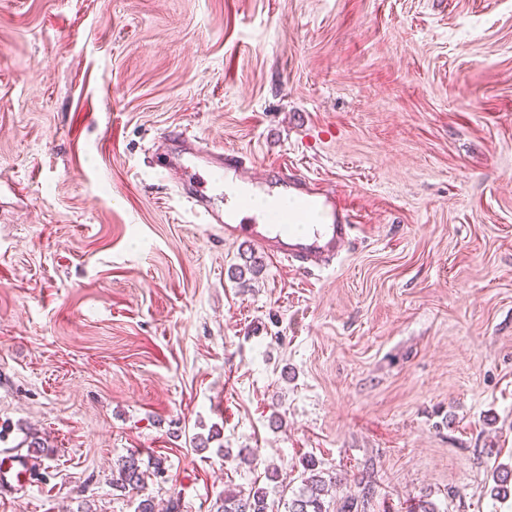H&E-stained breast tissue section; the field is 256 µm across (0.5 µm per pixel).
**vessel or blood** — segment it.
<instances>
[{"label": "vessel or blood", "instance_id": "1", "mask_svg": "<svg viewBox=\"0 0 512 512\" xmlns=\"http://www.w3.org/2000/svg\"><path fill=\"white\" fill-rule=\"evenodd\" d=\"M177 138L178 152L159 159L157 166L166 174L187 175L184 197L204 223L223 228L225 240L252 244L275 263L311 271L329 268L355 239L358 225L316 179L283 174L274 182V205L253 217L247 203L233 194L250 156L209 147L186 129Z\"/></svg>", "mask_w": 512, "mask_h": 512}]
</instances>
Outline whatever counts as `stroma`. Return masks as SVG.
<instances>
[{"label":"stroma","instance_id":"obj_1","mask_svg":"<svg viewBox=\"0 0 512 512\" xmlns=\"http://www.w3.org/2000/svg\"><path fill=\"white\" fill-rule=\"evenodd\" d=\"M179 128L356 240L241 283L148 165ZM309 459L328 512H512V0H0V512H286ZM120 461L112 471V485L124 491H141L144 486L145 471L141 469L139 453L130 452ZM357 493L341 500V505L336 512H368L374 497L376 487L371 481L360 482ZM267 495L261 489H252L248 494L224 493V503L217 512H268Z\"/></svg>","mask_w":512,"mask_h":512}]
</instances>
